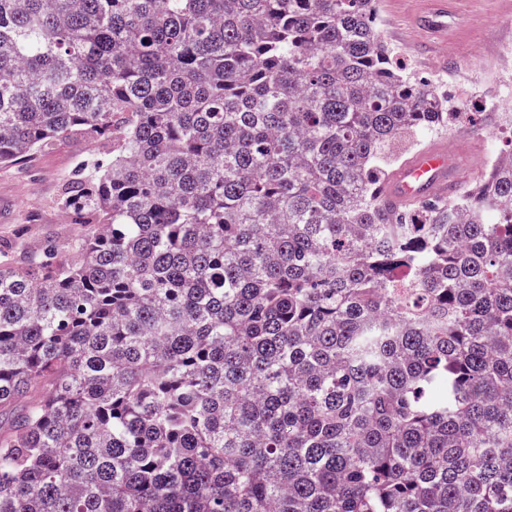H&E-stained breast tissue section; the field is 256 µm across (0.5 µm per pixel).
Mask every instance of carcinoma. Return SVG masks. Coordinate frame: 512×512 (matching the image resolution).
Segmentation results:
<instances>
[{
	"label": "carcinoma",
	"mask_w": 512,
	"mask_h": 512,
	"mask_svg": "<svg viewBox=\"0 0 512 512\" xmlns=\"http://www.w3.org/2000/svg\"><path fill=\"white\" fill-rule=\"evenodd\" d=\"M374 0H0V164L112 139L0 261V512H512V142L377 197L459 123ZM482 121L471 125L463 123L448 128L445 133L419 137L418 142L409 141L401 144L396 150L399 161L388 168L392 169L380 185V196L390 204L408 206L430 198H448L460 187L458 176L459 164L448 154V149L440 141L445 139L451 144L459 159L466 167V184L476 183L487 169L488 159L505 147L507 140L506 127L501 126L490 113H483ZM479 137L484 141L485 151L479 161H471L465 154L468 141ZM469 152L473 157H481L483 144L479 139L471 140ZM486 165V166H485Z\"/></svg>",
	"instance_id": "carcinoma-1"
}]
</instances>
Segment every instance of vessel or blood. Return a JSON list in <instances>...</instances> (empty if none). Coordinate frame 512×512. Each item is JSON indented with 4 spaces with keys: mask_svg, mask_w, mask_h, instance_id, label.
<instances>
[{
    "mask_svg": "<svg viewBox=\"0 0 512 512\" xmlns=\"http://www.w3.org/2000/svg\"><path fill=\"white\" fill-rule=\"evenodd\" d=\"M417 28L448 37L446 0H426L415 16ZM458 163L444 144L432 141L411 153L385 176L380 193L394 206H408L430 198H446L460 187Z\"/></svg>",
    "mask_w": 512,
    "mask_h": 512,
    "instance_id": "b4317fda",
    "label": "vessel or blood"
}]
</instances>
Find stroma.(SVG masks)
<instances>
[{
  "instance_id": "35a3bbf8",
  "label": "stroma",
  "mask_w": 512,
  "mask_h": 512,
  "mask_svg": "<svg viewBox=\"0 0 512 512\" xmlns=\"http://www.w3.org/2000/svg\"><path fill=\"white\" fill-rule=\"evenodd\" d=\"M382 39L405 59L417 78L434 82L446 94L465 102L468 111L482 113L477 124L450 127L444 134L457 155H464L468 141L481 138L485 144L482 160L466 161V180L478 182L485 162L505 146L507 130L486 113L483 79L493 78L495 60L491 48L512 43V15L504 14L500 0H454L449 17L448 49H435V37L416 29L411 17L396 0H375ZM469 67L479 81L460 86L456 72ZM112 143L89 136L60 139L38 150L23 162L0 165V257L23 266L48 242L80 237L89 232L86 224L73 223L58 204L61 184L75 173L80 161L109 157Z\"/></svg>"
}]
</instances>
